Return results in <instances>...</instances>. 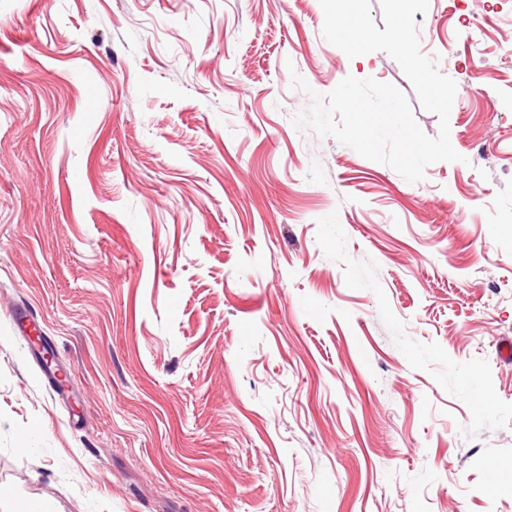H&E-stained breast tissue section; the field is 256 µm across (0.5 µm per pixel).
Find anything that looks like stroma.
Returning <instances> with one entry per match:
<instances>
[{"mask_svg":"<svg viewBox=\"0 0 512 512\" xmlns=\"http://www.w3.org/2000/svg\"><path fill=\"white\" fill-rule=\"evenodd\" d=\"M468 2L414 15L461 159L411 183L294 127L352 75L439 132L319 0H0V484L56 512H512V0Z\"/></svg>","mask_w":512,"mask_h":512,"instance_id":"1","label":"stroma"}]
</instances>
